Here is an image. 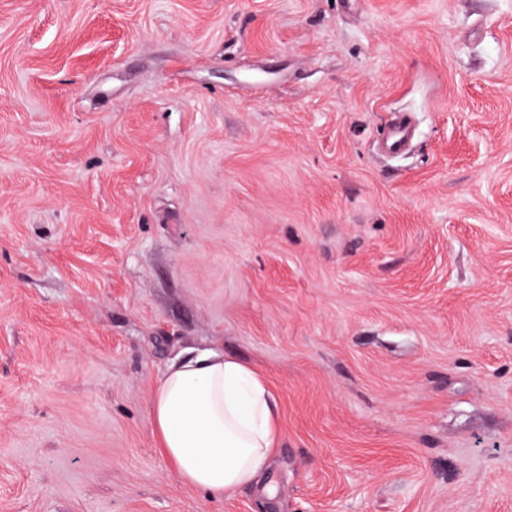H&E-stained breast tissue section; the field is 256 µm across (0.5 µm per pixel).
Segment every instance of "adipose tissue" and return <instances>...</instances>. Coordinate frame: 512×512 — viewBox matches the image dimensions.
I'll return each instance as SVG.
<instances>
[{"mask_svg":"<svg viewBox=\"0 0 512 512\" xmlns=\"http://www.w3.org/2000/svg\"><path fill=\"white\" fill-rule=\"evenodd\" d=\"M151 423L181 480L219 499L259 482L279 430L266 377L213 349L178 358L157 379Z\"/></svg>","mask_w":512,"mask_h":512,"instance_id":"1","label":"adipose tissue"}]
</instances>
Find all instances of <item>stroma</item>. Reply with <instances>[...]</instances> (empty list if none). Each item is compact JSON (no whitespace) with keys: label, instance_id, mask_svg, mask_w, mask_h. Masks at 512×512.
<instances>
[{"label":"stroma","instance_id":"stroma-1","mask_svg":"<svg viewBox=\"0 0 512 512\" xmlns=\"http://www.w3.org/2000/svg\"><path fill=\"white\" fill-rule=\"evenodd\" d=\"M211 347L220 500L150 419ZM0 512H512V0H0ZM411 131L408 118H401L396 125L392 127L391 134L385 144L386 150L392 154L401 153L409 141ZM151 423L181 480L219 499L259 482L279 430L266 377L213 349L179 357L157 379Z\"/></svg>","mask_w":512,"mask_h":512}]
</instances>
